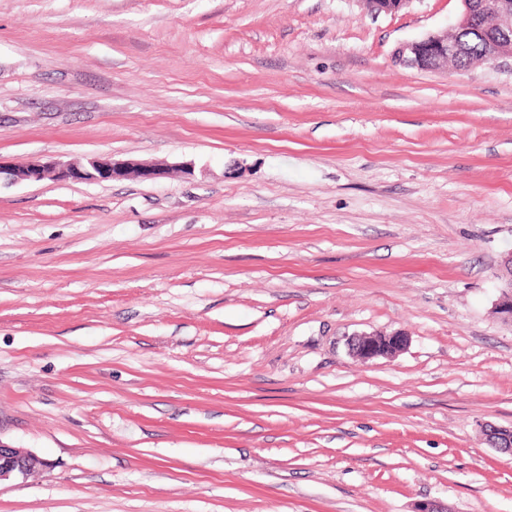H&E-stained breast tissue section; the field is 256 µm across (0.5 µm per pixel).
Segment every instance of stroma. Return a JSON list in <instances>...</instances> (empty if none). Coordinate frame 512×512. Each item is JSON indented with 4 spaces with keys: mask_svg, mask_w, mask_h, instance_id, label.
<instances>
[{
    "mask_svg": "<svg viewBox=\"0 0 512 512\" xmlns=\"http://www.w3.org/2000/svg\"><path fill=\"white\" fill-rule=\"evenodd\" d=\"M460 0H0V512H512V67ZM400 332L389 358L349 350ZM460 1L463 11L455 28L462 30L458 37L465 47L463 53L461 54L462 47L459 41L448 37L447 30L431 33L419 40L398 46L394 52V59L399 65L420 70H434L445 62L453 67L472 65L488 54L483 40L492 48L491 54L486 58L487 62L510 61V65L512 64V1ZM489 16L492 17L491 22L488 20ZM457 56V59H453ZM134 172L144 179H154L164 174L158 168L138 166V163L131 160L95 157L88 159L85 164L51 159L17 163L7 168L0 165V175L6 173L13 182H103L123 179ZM49 465L47 460L34 453L0 443V483L11 478L27 480L48 468Z\"/></svg>",
    "mask_w": 512,
    "mask_h": 512,
    "instance_id": "35a3bbf8",
    "label": "stroma"
}]
</instances>
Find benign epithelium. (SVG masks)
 <instances>
[{
  "instance_id": "7a95c632",
  "label": "benign epithelium",
  "mask_w": 512,
  "mask_h": 512,
  "mask_svg": "<svg viewBox=\"0 0 512 512\" xmlns=\"http://www.w3.org/2000/svg\"><path fill=\"white\" fill-rule=\"evenodd\" d=\"M372 15L392 14L410 0H359ZM463 11L457 27L477 33L492 48L486 61L512 62V0H461ZM461 54V44L448 32L431 33L419 40L403 43L394 52L398 64L420 70H434ZM7 173L13 182L80 181L103 182L119 180L131 173L154 179L163 171L140 166L131 160L90 158L87 163L51 159L17 163L7 168L0 165V174ZM407 344L406 336L360 334L352 337L349 350L364 359L392 357ZM489 442L498 450L512 453V429H488ZM49 467V462L31 452L0 444V482L11 478L27 480Z\"/></svg>"
}]
</instances>
